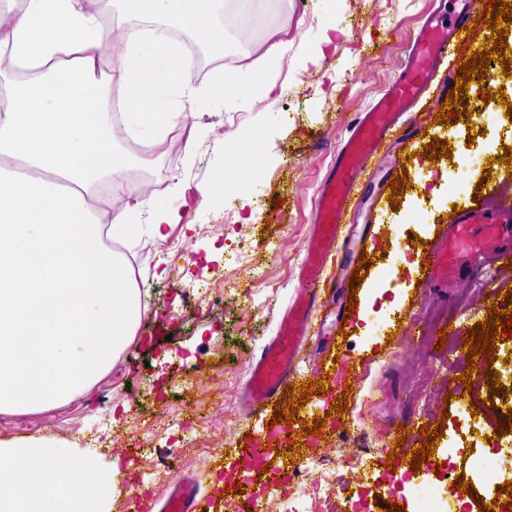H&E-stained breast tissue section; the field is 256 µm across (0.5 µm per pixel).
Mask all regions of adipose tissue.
Wrapping results in <instances>:
<instances>
[{
    "instance_id": "ef3b65f1",
    "label": "adipose tissue",
    "mask_w": 512,
    "mask_h": 512,
    "mask_svg": "<svg viewBox=\"0 0 512 512\" xmlns=\"http://www.w3.org/2000/svg\"><path fill=\"white\" fill-rule=\"evenodd\" d=\"M217 0H120L130 17L100 68L104 21L87 0H13L0 11V412L81 393L132 340L144 308L124 263L99 244L94 190L125 186L122 131L160 144L184 110L239 98L288 49L265 47L206 92L162 105L194 70L180 29L224 51ZM70 453L78 482L57 478ZM120 472L50 439L0 440V512H111Z\"/></svg>"
}]
</instances>
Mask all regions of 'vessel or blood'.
<instances>
[{"mask_svg": "<svg viewBox=\"0 0 512 512\" xmlns=\"http://www.w3.org/2000/svg\"><path fill=\"white\" fill-rule=\"evenodd\" d=\"M483 17L481 0H466L461 13L450 23L427 18L413 38L400 74L351 127L317 193L315 233L300 265L294 300L281 318L278 337L266 343L250 365L246 417L265 415L269 406L281 401L290 390L296 373L293 362L313 334L326 282L341 286L348 277L342 268L332 280H325L324 269L332 252L338 248L350 251L359 243L379 247V239L371 234L354 235L346 227L345 217L362 202L374 156L405 148L428 125L429 116H415L412 110L429 89L437 88L442 101L452 92L450 80H438L437 75L456 59L458 48L480 50L479 36L484 28L479 21ZM429 258L421 280L427 289L458 287L465 279L478 276L489 260L512 259V200L503 198L477 208L465 207L450 224L440 228L439 244ZM287 445L282 429H269L238 449L237 455L246 472L268 468L267 482L272 485L278 470L268 467V450ZM162 512H206L197 480L176 481Z\"/></svg>", "mask_w": 512, "mask_h": 512, "instance_id": "vessel-or-blood-1", "label": "vessel or blood"}]
</instances>
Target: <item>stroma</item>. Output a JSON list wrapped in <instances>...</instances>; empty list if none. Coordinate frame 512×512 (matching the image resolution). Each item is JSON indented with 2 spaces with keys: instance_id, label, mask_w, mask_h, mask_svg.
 Here are the masks:
<instances>
[{
  "instance_id": "35a3bbf8",
  "label": "stroma",
  "mask_w": 512,
  "mask_h": 512,
  "mask_svg": "<svg viewBox=\"0 0 512 512\" xmlns=\"http://www.w3.org/2000/svg\"><path fill=\"white\" fill-rule=\"evenodd\" d=\"M460 8L459 0H264L260 12L267 21L252 32L243 27L244 14L219 12L224 39L241 64L252 63L257 44L287 41L271 72L273 94L256 87L242 99L186 111L166 141L147 154L117 138L116 147L132 163L122 196L105 203L113 212L136 209L146 225L151 190L179 181L205 183L219 171L223 197L186 206L170 196L181 221L166 227L164 240L145 235L130 244L113 236L112 248L132 266L147 307L133 340L80 394L37 411L0 413V440L78 441L120 465L112 512H138L145 495L156 498L170 487L165 477L148 487L140 478L174 448L180 453L177 474L200 476L202 495L212 499L210 512H237L240 496L224 490L225 476L239 468L230 446L245 444L265 427L263 420L244 417L249 366L275 336L293 296L319 185L359 112L394 78L427 15L436 11L448 19ZM486 92L491 101H483ZM464 94L468 119L451 120L442 134L454 149L469 146L470 165L429 156L431 135L411 161L393 166L375 156L378 234L400 238L402 245L367 252L350 326L324 318L320 336L311 337L300 355L298 367L306 372L337 355L368 362L346 409L333 411L336 395L313 393L287 429L300 448L274 456L286 476L309 460L326 461L343 475V482L329 487L310 483L309 512L350 499L362 500L365 512H383L392 502L416 512L408 493L387 487L390 471L407 472L408 460L390 469L381 465L380 452L401 434L405 448L420 447L425 427L437 429L440 438L414 480L441 482L450 512H464L479 500L491 503L503 479L512 477V432L496 428L500 409L512 405V339L501 338L492 360L463 385L448 357L463 355L466 332L488 313L480 284L427 294L420 283L428 250L453 209L467 201L512 199V172L503 161L512 148L505 108L512 102V70L495 71L489 86L473 79ZM250 134L265 145V170L242 183L233 176L240 162L224 143ZM397 174L409 188L394 206L388 186ZM184 283L199 286L203 296L184 297ZM448 325L454 336H443ZM490 376L504 387L493 408L484 402ZM474 395L481 404L471 403ZM320 417L322 436L302 432V425ZM356 450L363 462L353 468L345 458ZM444 461L469 493L437 479L434 470Z\"/></svg>"
}]
</instances>
